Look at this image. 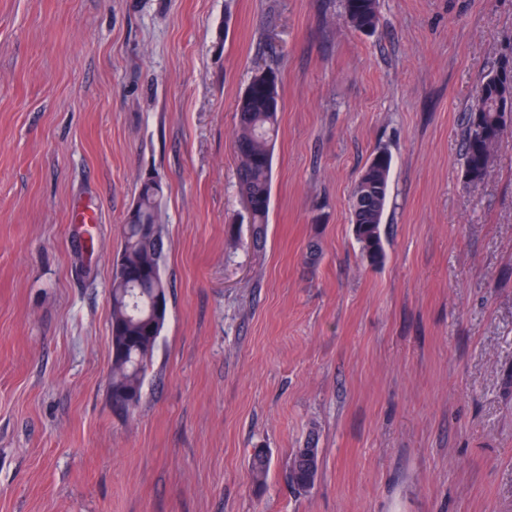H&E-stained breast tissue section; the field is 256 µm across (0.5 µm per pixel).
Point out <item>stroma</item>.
<instances>
[{"label":"stroma","instance_id":"1","mask_svg":"<svg viewBox=\"0 0 512 512\" xmlns=\"http://www.w3.org/2000/svg\"><path fill=\"white\" fill-rule=\"evenodd\" d=\"M507 59L512 0H379L371 35L342 0H0V512H512V128L483 181L462 156ZM265 64L259 247L233 137ZM383 145L373 266L348 200ZM149 172L168 318L120 415L112 262ZM320 448L313 440L307 441L304 448H296L288 464V484L298 493L313 488L318 476Z\"/></svg>","mask_w":512,"mask_h":512}]
</instances>
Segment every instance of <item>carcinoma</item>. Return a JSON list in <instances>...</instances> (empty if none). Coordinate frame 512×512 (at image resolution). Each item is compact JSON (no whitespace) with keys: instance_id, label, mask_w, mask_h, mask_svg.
Segmentation results:
<instances>
[{"instance_id":"obj_1","label":"carcinoma","mask_w":512,"mask_h":512,"mask_svg":"<svg viewBox=\"0 0 512 512\" xmlns=\"http://www.w3.org/2000/svg\"><path fill=\"white\" fill-rule=\"evenodd\" d=\"M378 0H344L343 16L356 30L371 34L378 23ZM270 79L254 77L237 104L238 125L234 136L237 183L240 195L257 198L249 212L253 239L263 243L269 224L274 143L278 133L282 101L275 67L267 68ZM512 99V78L495 74L479 83L474 107L466 117L464 171L471 183L488 174L493 148L512 127L502 101ZM392 169V154L376 148L362 168L349 199L351 224L363 258L371 265L385 259L381 225ZM161 178L141 182L138 196L123 225L120 264L112 270L110 399L114 410L127 414L142 398L143 382L157 341L165 327L169 286L161 272L164 222L160 200ZM320 449L311 441L293 451L288 464V484L298 493L313 488L318 476ZM270 458L262 450L250 459V474L257 488L264 487Z\"/></svg>"}]
</instances>
